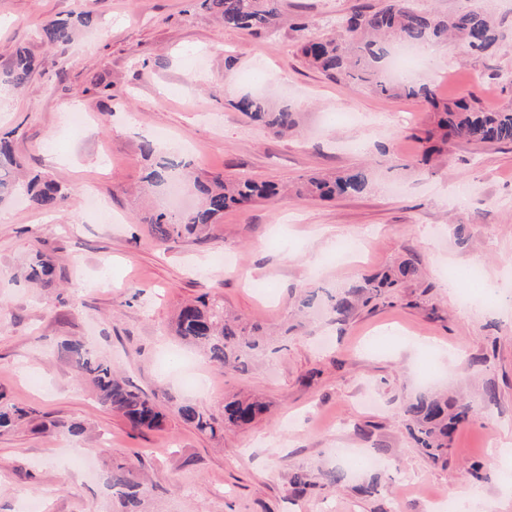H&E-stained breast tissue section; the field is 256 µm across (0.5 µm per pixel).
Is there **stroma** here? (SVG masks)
Wrapping results in <instances>:
<instances>
[{
  "label": "stroma",
  "mask_w": 512,
  "mask_h": 512,
  "mask_svg": "<svg viewBox=\"0 0 512 512\" xmlns=\"http://www.w3.org/2000/svg\"><path fill=\"white\" fill-rule=\"evenodd\" d=\"M384 2L280 0L277 25L254 31L224 27L193 0H0V72L20 50L36 65L20 89L0 92V135L12 133L29 174L68 192L54 210L26 197L0 209V392L38 414L0 433V512H21L26 496L42 512H118L107 486L116 459L134 464L155 512H437L433 496L454 487L468 490L461 512H512V465L491 463L485 448L512 428V145L453 141L422 168L432 117L422 100L340 85L299 51V23L332 34L352 8ZM416 2L440 13L486 7L503 33L496 51L475 58L439 44L421 80L446 99L512 102V0ZM82 11L93 23L71 43L43 41L49 20ZM255 90L295 112L293 133L274 135L234 108ZM148 140L205 179L293 187L367 168L374 184L330 202L291 194L229 209L208 238L163 242L147 222L157 195L138 191ZM89 193L115 223L88 211ZM351 238L361 254L337 260ZM38 251L56 266L51 285L22 274ZM220 253L238 267H213ZM403 261L422 275L344 321L330 313L331 295ZM473 262L483 293L467 306L468 282L445 273ZM311 293L316 308L300 312ZM201 297L272 332L248 372L211 367L174 335L180 306ZM324 336L332 344L319 346ZM66 340L154 396L162 426L135 429L103 405L62 351ZM194 364L209 371L206 394L189 385ZM426 389L472 412L444 463L416 446L401 417ZM367 392L376 406L363 405ZM229 398L260 399L266 411L217 437L176 412L191 401L219 417ZM71 420L82 436L57 429ZM340 448L383 465L346 470ZM336 468L343 480L327 484L323 472Z\"/></svg>",
  "instance_id": "stroma-1"
}]
</instances>
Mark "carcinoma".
I'll return each mask as SVG.
<instances>
[{"label":"carcinoma","mask_w":512,"mask_h":512,"mask_svg":"<svg viewBox=\"0 0 512 512\" xmlns=\"http://www.w3.org/2000/svg\"><path fill=\"white\" fill-rule=\"evenodd\" d=\"M200 7L213 9L227 28L244 30L270 29L279 16L277 0H201ZM346 35L305 34L301 50L310 63L336 82L350 86L364 83L370 92L390 96L394 87L379 76L385 50L383 42H397L419 46L452 40L463 53L483 55L498 41L499 33L491 15L484 9L463 7L448 15H439L414 6L413 0H387L381 8L358 11L344 20ZM75 34V26L68 19H57L43 28V38L49 44H67ZM34 60L20 53L14 65L0 76V89L20 88L32 75ZM400 95L424 100L437 116L436 126L425 131V141H435L423 153V162L442 153L451 140L461 139L473 144H512V106L489 108L473 99L459 98L451 102L438 98L435 88L408 80L399 88ZM242 115L263 125L275 134H284L296 125L294 113L288 107H273L267 99L256 94H245L233 103ZM22 167L11 142L0 137V208L9 206L21 194L32 197L39 205L51 210L68 196L52 180L35 176L26 182L18 181L16 174ZM193 183L200 196L197 207L172 212L165 209L154 212L148 219L154 233L162 241L201 232L224 214V211L268 199L278 195V186L268 182L243 180L226 182L218 177L203 181L195 175L191 164L173 163L162 159L147 176V182L159 187L168 182L172 170ZM372 182L369 170L347 171L334 178L311 176L296 190L308 200H331L337 196L363 193ZM26 279L50 284L55 278V266L48 256L38 252L27 263ZM419 268L411 262L400 264L396 270L379 280L368 279L332 297L331 309L336 320L348 318L358 301L370 302L381 295V289L393 288L399 282L413 279ZM177 336L199 348L218 368L248 370L253 356L263 349L266 337L255 326L249 330L230 325L224 316V305L201 298L183 306L176 319ZM63 350L68 354L76 372L92 385L104 405L120 413L134 428H159L165 415L144 392L116 376L112 364L88 351L78 342L66 341ZM265 411L259 401L224 402V414L217 418L193 403L178 406L177 413L197 431L213 437L224 432V426L243 427L251 424ZM469 408L453 407L448 399L420 394L403 409L412 439L426 455L435 461L442 459L448 448V438L468 420ZM31 412L21 408L0 394V431H8L29 418ZM108 487L116 497L122 512H147L149 490L127 461L112 464Z\"/></svg>","instance_id":"obj_1"}]
</instances>
